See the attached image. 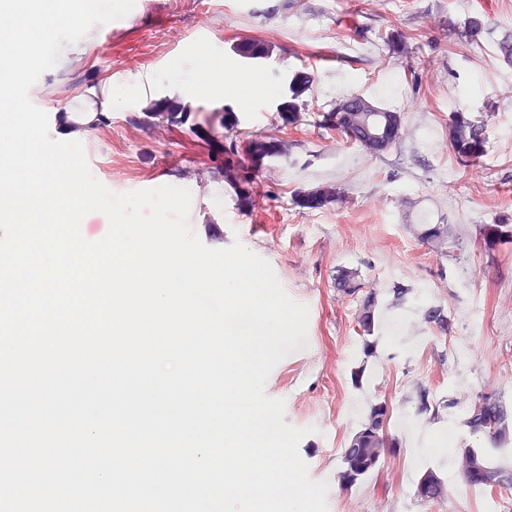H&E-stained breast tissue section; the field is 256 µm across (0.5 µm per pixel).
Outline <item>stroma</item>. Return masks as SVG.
Here are the masks:
<instances>
[{
	"label": "stroma",
	"mask_w": 512,
	"mask_h": 512,
	"mask_svg": "<svg viewBox=\"0 0 512 512\" xmlns=\"http://www.w3.org/2000/svg\"><path fill=\"white\" fill-rule=\"evenodd\" d=\"M484 25L470 35L468 22ZM404 37L393 52L391 36ZM269 54L247 59L239 44ZM512 0H135L123 19L95 27L67 47L30 90L49 116L52 138L70 139L58 114L101 103L108 91L138 95L105 113L79 140L92 175L126 193L148 184L192 194L189 222L213 249L241 242L266 259L294 300L309 308L308 347L282 359L266 383L284 400V421L310 428L299 452L316 481H328V512H512V485H467L458 459L485 445L465 425L480 395L495 394L512 415ZM222 82V98L191 97L168 77L201 59ZM311 77L300 95L291 81ZM266 94L240 98L256 80ZM361 95L403 116V135L375 156L322 126L324 112ZM186 117L154 118L157 100ZM295 101L300 120L277 109ZM242 130L288 143L265 161L239 206L224 167V110ZM459 112L483 122L484 152L463 165L448 137ZM332 185L341 201L300 208V193ZM426 224H451L442 252L423 245ZM501 242L486 245L485 226ZM358 269L380 293L375 330L364 337L357 301L334 285L338 267ZM407 288L394 304V286ZM441 307L448 331L426 322ZM428 391L430 412L420 410ZM390 408L397 446L379 471L341 489L342 452L372 405ZM437 472L448 495L425 502L416 485Z\"/></svg>",
	"instance_id": "35a3bbf8"
}]
</instances>
